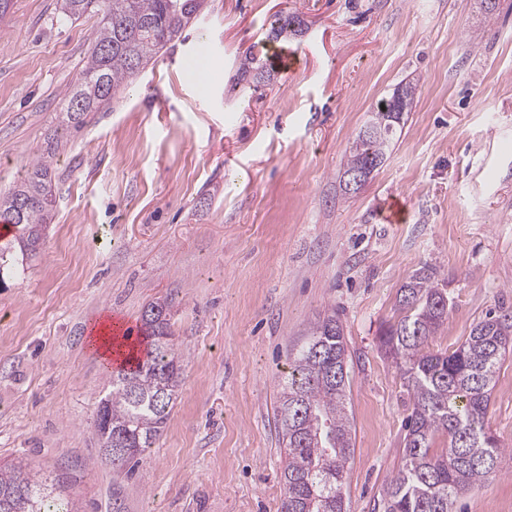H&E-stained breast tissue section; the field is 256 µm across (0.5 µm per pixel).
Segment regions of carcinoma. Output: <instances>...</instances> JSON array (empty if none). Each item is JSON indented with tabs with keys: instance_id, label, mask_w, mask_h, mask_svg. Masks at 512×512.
<instances>
[{
	"instance_id": "obj_1",
	"label": "carcinoma",
	"mask_w": 512,
	"mask_h": 512,
	"mask_svg": "<svg viewBox=\"0 0 512 512\" xmlns=\"http://www.w3.org/2000/svg\"><path fill=\"white\" fill-rule=\"evenodd\" d=\"M66 20L87 12L102 15L78 83L63 100L68 126L84 125L90 112L106 108L116 94L182 30L197 19L206 0H57ZM297 18L276 21L272 37L303 31ZM240 79L268 81L271 74L254 66L251 52L238 65ZM391 100L378 103L346 154L340 186L350 193L351 173L373 176L386 161L396 126ZM59 140L46 143L44 155L26 177L0 192V223L16 229L0 244V272L15 257L39 253L43 231L52 220L55 194L48 160ZM443 289L434 269L424 265L399 288V319L380 332L379 344L400 369L411 393L405 421L401 465L386 483L383 512H452L456 499L497 472L505 448L486 418L496 373L512 352V310L486 313L469 336L450 353L432 352L428 341L447 319L440 306ZM147 342L142 358L112 373V389L100 399L95 421L99 447L112 464L138 462L166 424L178 397L181 355L169 344V309L149 305L140 317ZM349 353L336 312L310 322L305 341L289 362L276 416L279 441L286 451L281 512H348L347 464L353 454L352 423L346 409ZM446 447L432 448L435 437ZM0 512H76L56 487L19 462L0 466Z\"/></svg>"
}]
</instances>
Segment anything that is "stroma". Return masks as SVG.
I'll return each instance as SVG.
<instances>
[{
	"instance_id": "obj_1",
	"label": "stroma",
	"mask_w": 512,
	"mask_h": 512,
	"mask_svg": "<svg viewBox=\"0 0 512 512\" xmlns=\"http://www.w3.org/2000/svg\"><path fill=\"white\" fill-rule=\"evenodd\" d=\"M208 0L153 65L68 132L61 102L101 17L13 0L0 19V191L50 136L56 192L39 259L0 281V465L63 482L80 512H280L275 409L310 321L335 310L351 354L349 512H373L402 456L411 396L379 347L422 265L448 295L429 342L456 349L512 308V0ZM296 16L299 38L268 40ZM260 45L270 81H238ZM297 53L294 70L272 54ZM214 72L199 91L186 59ZM417 86L383 166L344 194V155L379 100ZM404 204L401 222L383 210ZM167 303L179 397L141 462L114 470L94 435L110 377L91 329ZM489 426L496 475L453 512H512V356Z\"/></svg>"
}]
</instances>
